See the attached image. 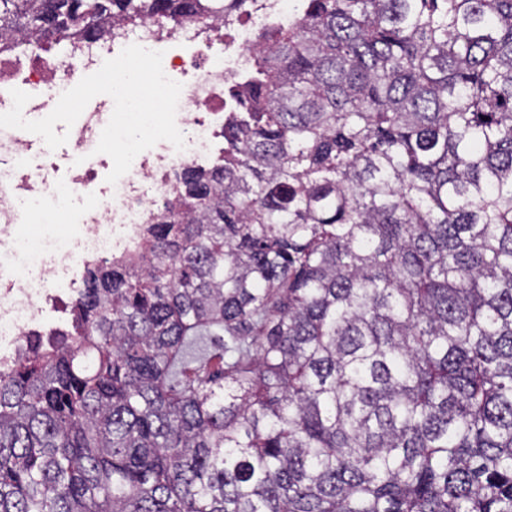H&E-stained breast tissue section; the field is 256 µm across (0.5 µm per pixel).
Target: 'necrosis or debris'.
<instances>
[{
    "mask_svg": "<svg viewBox=\"0 0 512 512\" xmlns=\"http://www.w3.org/2000/svg\"><path fill=\"white\" fill-rule=\"evenodd\" d=\"M302 2L243 0L241 11L208 25L115 22L94 39L66 37L59 59L0 46V113L11 109L10 91L17 88L31 96L24 115L38 119L81 75L97 72L125 47L162 52L165 74L182 85L176 125L185 139L180 151L161 141L141 152L111 184L89 164L60 170L28 132L0 128V372L41 339L49 313L64 310L74 299L82 268L143 250V230L172 197L182 172L202 167L223 143L225 87L237 83L252 64L262 31L295 24ZM113 108L112 98L105 96L96 109L81 114L68 136L75 152L95 150ZM58 208L71 212L70 232L28 246L22 226Z\"/></svg>",
    "mask_w": 512,
    "mask_h": 512,
    "instance_id": "necrosis-or-debris-1",
    "label": "necrosis or debris"
}]
</instances>
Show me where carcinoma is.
<instances>
[{
  "mask_svg": "<svg viewBox=\"0 0 512 512\" xmlns=\"http://www.w3.org/2000/svg\"><path fill=\"white\" fill-rule=\"evenodd\" d=\"M242 0H0L51 49ZM148 264L0 373V512H512V0H305Z\"/></svg>",
  "mask_w": 512,
  "mask_h": 512,
  "instance_id": "cac0c4a2",
  "label": "carcinoma"
}]
</instances>
